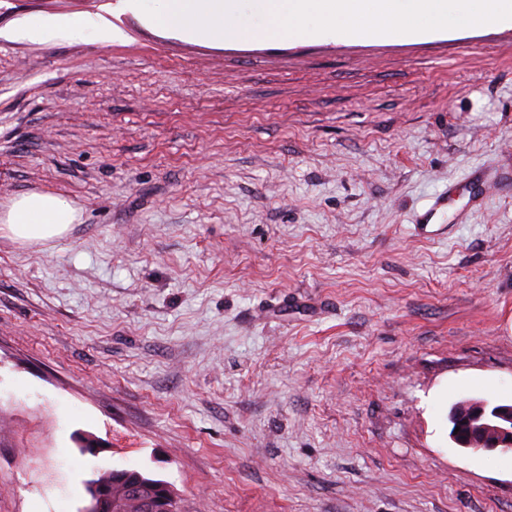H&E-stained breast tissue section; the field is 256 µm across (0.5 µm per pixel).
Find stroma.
I'll return each mask as SVG.
<instances>
[{
  "label": "stroma",
  "mask_w": 512,
  "mask_h": 512,
  "mask_svg": "<svg viewBox=\"0 0 512 512\" xmlns=\"http://www.w3.org/2000/svg\"><path fill=\"white\" fill-rule=\"evenodd\" d=\"M40 15L113 37L0 38V210L79 215L0 232V512H79L100 468L181 512H512V452L448 420L512 402V196L411 228L512 174V26L216 44L128 0H0V29ZM468 179H470V181L478 188L477 193L472 197L474 199H481L483 194L488 190L503 188L502 182L510 180V178L505 176L504 173L491 166L476 170L468 176ZM457 189L456 184H448L446 190L433 197L424 211L416 217L415 229L426 232L429 226H438V229L432 232L443 230L440 234H445L451 221L448 222V225L438 221L444 220L448 209V201L457 194ZM77 219V210L67 198L31 192L12 200L0 217V231L5 228L20 243L37 244L66 236Z\"/></svg>",
  "instance_id": "stroma-1"
}]
</instances>
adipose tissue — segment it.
I'll return each mask as SVG.
<instances>
[{"instance_id": "ef3b65f1", "label": "adipose tissue", "mask_w": 512, "mask_h": 512, "mask_svg": "<svg viewBox=\"0 0 512 512\" xmlns=\"http://www.w3.org/2000/svg\"><path fill=\"white\" fill-rule=\"evenodd\" d=\"M89 31L97 33L103 41L112 39L111 25L98 15L33 16L19 23L11 35L32 42H48ZM77 219V210L67 198L46 192H31L12 200L4 216L0 217V225L16 241L37 244L66 236Z\"/></svg>"}]
</instances>
